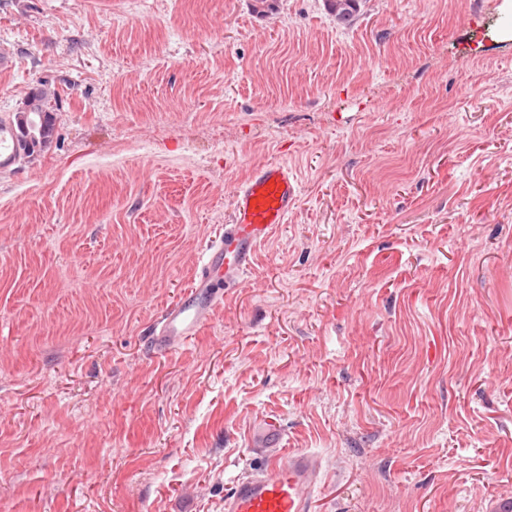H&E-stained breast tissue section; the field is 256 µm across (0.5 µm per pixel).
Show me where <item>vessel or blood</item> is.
Instances as JSON below:
<instances>
[{
	"instance_id": "b4317fda",
	"label": "vessel or blood",
	"mask_w": 512,
	"mask_h": 512,
	"mask_svg": "<svg viewBox=\"0 0 512 512\" xmlns=\"http://www.w3.org/2000/svg\"><path fill=\"white\" fill-rule=\"evenodd\" d=\"M22 142L12 115L0 117V173H13ZM299 197V185L284 162L256 169L232 199V220L218 242L204 252L183 302L168 308L154 332L155 346L171 350L190 342L212 320L221 303V287L235 286L253 263L254 252L280 224L286 223ZM320 483V461L308 452L289 454L237 479L224 497V512H313Z\"/></svg>"
}]
</instances>
